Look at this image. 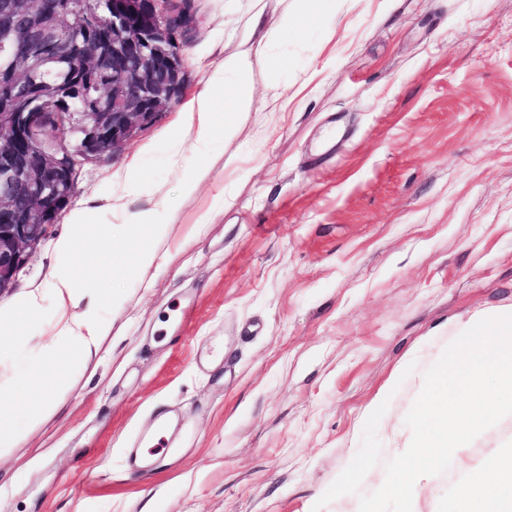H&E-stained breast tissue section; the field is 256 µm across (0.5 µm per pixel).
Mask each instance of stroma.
<instances>
[{
    "instance_id": "stroma-1",
    "label": "stroma",
    "mask_w": 512,
    "mask_h": 512,
    "mask_svg": "<svg viewBox=\"0 0 512 512\" xmlns=\"http://www.w3.org/2000/svg\"><path fill=\"white\" fill-rule=\"evenodd\" d=\"M313 5L333 21L246 38L256 10ZM180 100L134 139L82 162L69 210L138 184L127 209L178 196L165 261L113 276L96 354L56 394L55 412L0 457V512H311L357 453L361 414L391 391L380 465L411 431L425 371L460 326L512 307V0H192ZM248 51L257 97L286 57L285 111L239 113L234 134L195 156L177 145L186 104L210 67ZM199 171L182 194V165ZM209 223H199L203 212ZM60 216L11 298L42 296L21 340L0 341V372L22 383L52 335L48 282ZM177 406L187 447L143 475L126 441ZM512 440L486 430L467 468ZM413 494V512H454L465 473Z\"/></svg>"
}]
</instances>
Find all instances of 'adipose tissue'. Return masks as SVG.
Segmentation results:
<instances>
[{"instance_id": "1", "label": "adipose tissue", "mask_w": 512, "mask_h": 512, "mask_svg": "<svg viewBox=\"0 0 512 512\" xmlns=\"http://www.w3.org/2000/svg\"><path fill=\"white\" fill-rule=\"evenodd\" d=\"M224 100L230 111L223 123L214 119V104ZM254 104L249 80V62L245 56L232 55L211 68L203 88L191 99L186 109L181 138L190 140L194 154L206 153L219 133H232L233 113L249 111ZM177 198L161 196L156 207L127 212L119 233H111L104 225L91 223L90 209L81 208L69 218V230L55 248L57 264L49 287L55 296L60 318L54 338L44 349L41 360L32 363L22 385L0 376V398L23 393V409L15 413L0 410V456L18 447L27 431L39 424L54 408L52 390H66L74 364L85 362L102 334L96 311L101 304L117 302V295L103 282L128 263L147 269L160 264L155 248L140 244L143 232L159 236L163 225L157 224L159 210H172ZM137 243L134 256L115 249V236ZM493 493H486L482 475H472L457 500L456 512H512V455L495 460Z\"/></svg>"}]
</instances>
